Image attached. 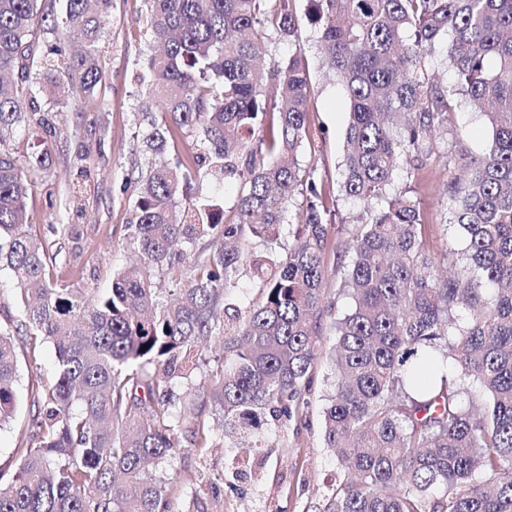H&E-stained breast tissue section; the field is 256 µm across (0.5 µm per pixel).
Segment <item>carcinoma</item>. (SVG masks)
Wrapping results in <instances>:
<instances>
[{
  "instance_id": "obj_1",
  "label": "carcinoma",
  "mask_w": 512,
  "mask_h": 512,
  "mask_svg": "<svg viewBox=\"0 0 512 512\" xmlns=\"http://www.w3.org/2000/svg\"><path fill=\"white\" fill-rule=\"evenodd\" d=\"M64 2L61 22L83 46L50 49L42 76L59 100L94 104L111 0ZM145 2L154 52L135 77L146 125L128 236L143 262L105 294L53 279L25 206L46 157L0 151V270L18 274L24 304L14 329L0 327V430L19 404L14 335L52 344L58 360L32 397L17 471L0 473V512H172L173 485L200 490L204 477L166 481L154 467L183 435L200 449L224 440L205 404L231 430L285 425L308 407L333 309L323 266L333 209L323 182L297 167L312 142L302 50L258 63L270 45L299 42L293 0ZM310 2L349 108L341 191L369 213L349 243L352 306L333 322L321 435L338 479L319 512H512V0ZM43 22L38 0H0V77L28 80ZM441 44L452 86L432 78ZM29 95L0 83V146L20 129L60 134ZM461 96L487 109L490 138L463 175L448 174L451 223L466 240L456 252L429 246L419 201L389 192L439 154ZM184 139L194 151L165 159ZM204 180L238 181L235 207L188 193ZM460 260L467 277L444 274ZM175 264L186 279L172 302L155 278ZM244 276L258 295L246 306ZM216 339L224 371L196 389Z\"/></svg>"
}]
</instances>
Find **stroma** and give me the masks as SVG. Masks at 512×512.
Masks as SVG:
<instances>
[{
    "label": "stroma",
    "mask_w": 512,
    "mask_h": 512,
    "mask_svg": "<svg viewBox=\"0 0 512 512\" xmlns=\"http://www.w3.org/2000/svg\"><path fill=\"white\" fill-rule=\"evenodd\" d=\"M302 17L299 45L308 63L314 88L310 98L311 126L318 134L314 153H302L303 166L315 167L337 216L330 226V243L324 255L326 296L338 312L351 306L341 288L349 260L347 246L357 233V220L364 207L346 201L340 188L338 166L343 153V134L348 106L340 83L329 73L318 51L319 30L305 20L307 0H294ZM145 0H112L105 30L107 52L104 77L95 95L104 110L71 98L56 108L62 135L44 142L32 130H19L6 146L22 159L48 155L49 166L32 183L26 209L30 231L46 248L47 264L54 278L107 292L114 274L138 260L130 246L128 226L134 220L133 178L141 161L138 136L142 124V100L134 75L149 52ZM439 146L443 161H435L414 179L398 177L394 191L410 190L428 214L426 233L430 240H447L449 248L462 250L465 238L448 223L446 184L448 174L482 156L488 140V121L468 103H461L448 123ZM88 150L86 160L76 156L78 145ZM88 170L87 188L73 198L71 180L78 167ZM333 342L325 334L324 353L315 369L311 405L301 418L276 429L257 423L250 432L238 434V447L189 450L159 465L157 476L168 478L183 470L203 474V494L190 489L173 495L174 512H316L336 484V460L322 445L321 411L333 392L334 373L327 353ZM20 380L18 423L0 430V471L15 473V448L23 436L21 427L30 411V394L40 376L49 372L55 349L44 343L31 347L17 337Z\"/></svg>",
    "instance_id": "stroma-1"
}]
</instances>
